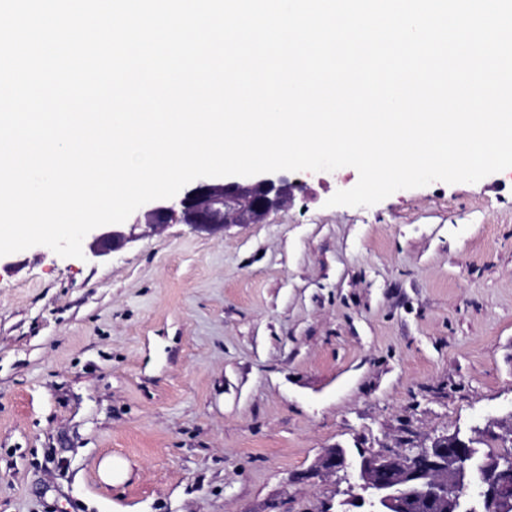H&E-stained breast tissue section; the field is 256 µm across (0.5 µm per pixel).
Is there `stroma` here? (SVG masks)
<instances>
[{
	"label": "stroma",
	"instance_id": "stroma-1",
	"mask_svg": "<svg viewBox=\"0 0 512 512\" xmlns=\"http://www.w3.org/2000/svg\"><path fill=\"white\" fill-rule=\"evenodd\" d=\"M298 177L262 224L7 255L0 512H360V455L512 449V169L370 207L327 204L353 167ZM98 472L104 483L117 486L129 478L130 464L121 457L107 456L100 461Z\"/></svg>",
	"mask_w": 512,
	"mask_h": 512
}]
</instances>
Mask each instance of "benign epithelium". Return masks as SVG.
<instances>
[{
	"label": "benign epithelium",
	"instance_id": "benign-epithelium-1",
	"mask_svg": "<svg viewBox=\"0 0 512 512\" xmlns=\"http://www.w3.org/2000/svg\"><path fill=\"white\" fill-rule=\"evenodd\" d=\"M301 186L285 174L262 173L242 180L215 183L199 178L179 196L161 199L146 212L150 226L182 223L196 232L215 234L226 224H261L282 208ZM136 225L125 230L121 225L100 226L91 230L88 256L97 259L119 250L136 239ZM470 440L457 435L433 441L430 447L401 448L363 456L356 464L361 488L369 498H356L366 512H458L468 497L470 486L465 476L470 464ZM347 466L343 450L333 448L320 460V467L334 472ZM495 477L484 491L485 502L499 503L512 495V457L493 456ZM421 489L412 493L411 484Z\"/></svg>",
	"mask_w": 512,
	"mask_h": 512
}]
</instances>
